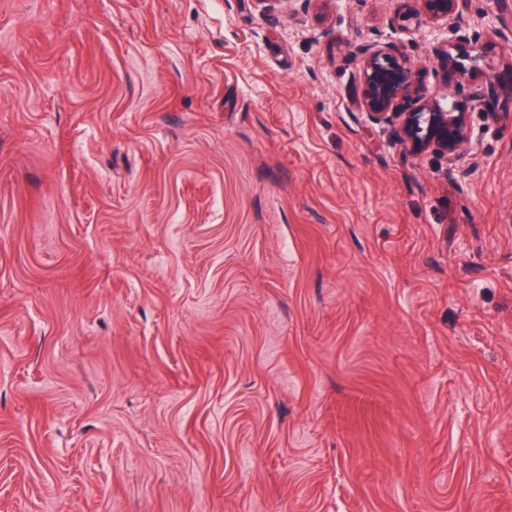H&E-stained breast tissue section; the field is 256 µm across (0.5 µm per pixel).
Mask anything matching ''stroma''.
<instances>
[{
    "instance_id": "stroma-1",
    "label": "stroma",
    "mask_w": 512,
    "mask_h": 512,
    "mask_svg": "<svg viewBox=\"0 0 512 512\" xmlns=\"http://www.w3.org/2000/svg\"><path fill=\"white\" fill-rule=\"evenodd\" d=\"M398 6L0 0V512H512V0ZM369 41L459 162L357 111ZM402 3L389 23L394 28L412 34L417 31L425 21L432 24L450 23L454 25L460 39L467 40L466 29H463L461 21L468 0H400ZM417 1L421 3L420 9H413L406 2Z\"/></svg>"
}]
</instances>
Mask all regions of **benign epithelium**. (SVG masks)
Masks as SVG:
<instances>
[{
  "label": "benign epithelium",
  "mask_w": 512,
  "mask_h": 512,
  "mask_svg": "<svg viewBox=\"0 0 512 512\" xmlns=\"http://www.w3.org/2000/svg\"><path fill=\"white\" fill-rule=\"evenodd\" d=\"M299 1L314 4L315 18L323 19L327 0H256L265 10L284 8ZM414 9L401 0L390 25L406 33L418 30L422 23H450L460 39L461 21L468 0H418ZM361 82L353 91V101L366 120L374 125H390L409 152L418 155L433 152L458 160L469 147L468 113L450 107L428 95L421 72L397 45L370 42L359 48Z\"/></svg>",
  "instance_id": "7a95c632"
}]
</instances>
